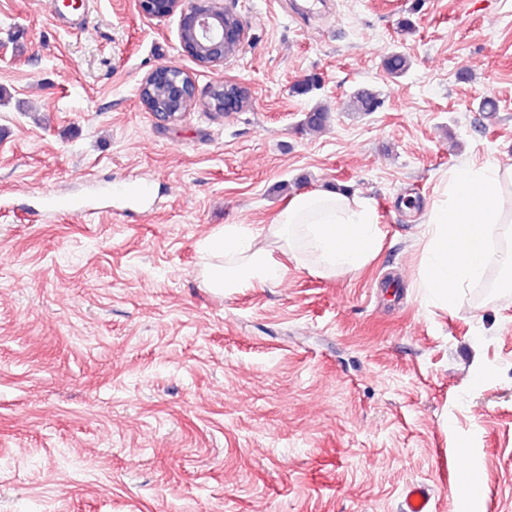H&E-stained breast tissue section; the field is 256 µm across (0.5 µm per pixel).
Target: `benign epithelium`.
Segmentation results:
<instances>
[{
  "label": "benign epithelium",
  "instance_id": "obj_1",
  "mask_svg": "<svg viewBox=\"0 0 512 512\" xmlns=\"http://www.w3.org/2000/svg\"><path fill=\"white\" fill-rule=\"evenodd\" d=\"M138 11L149 18L165 19L179 14V39L182 50L200 66H221L236 55L247 38L239 17L224 8L223 0H137ZM171 65L149 72L138 87V97L146 109L161 121L174 120L189 110L196 95L191 77L180 82L170 78ZM164 96L168 110L153 105L152 90Z\"/></svg>",
  "mask_w": 512,
  "mask_h": 512
}]
</instances>
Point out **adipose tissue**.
I'll use <instances>...</instances> for the list:
<instances>
[{
  "label": "adipose tissue",
  "instance_id": "adipose-tissue-1",
  "mask_svg": "<svg viewBox=\"0 0 512 512\" xmlns=\"http://www.w3.org/2000/svg\"><path fill=\"white\" fill-rule=\"evenodd\" d=\"M271 240V248L260 240ZM281 245L293 259L305 258L319 271H358L379 252L377 214L365 200L340 192H302L291 198L273 223L228 224L204 244L205 287L256 288L280 284L285 267L272 251Z\"/></svg>",
  "mask_w": 512,
  "mask_h": 512
}]
</instances>
